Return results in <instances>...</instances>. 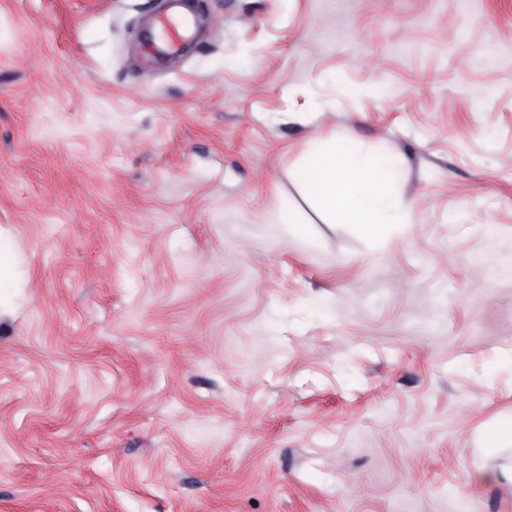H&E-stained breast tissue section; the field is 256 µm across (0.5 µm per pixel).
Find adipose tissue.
<instances>
[{
  "label": "adipose tissue",
  "mask_w": 512,
  "mask_h": 512,
  "mask_svg": "<svg viewBox=\"0 0 512 512\" xmlns=\"http://www.w3.org/2000/svg\"><path fill=\"white\" fill-rule=\"evenodd\" d=\"M406 177L392 154L355 151L333 133L313 142L294 168L299 191L321 223L345 225L369 239L406 223Z\"/></svg>",
  "instance_id": "obj_1"
}]
</instances>
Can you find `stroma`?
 I'll list each match as a JSON object with an SVG mask.
<instances>
[{
    "mask_svg": "<svg viewBox=\"0 0 512 512\" xmlns=\"http://www.w3.org/2000/svg\"><path fill=\"white\" fill-rule=\"evenodd\" d=\"M0 0V512H512V0ZM333 130L382 241L277 220ZM165 21L164 23L163 20H159V24L166 30L169 49L176 52L184 40V33L189 26V20L179 15H167Z\"/></svg>",
    "mask_w": 512,
    "mask_h": 512,
    "instance_id": "1",
    "label": "stroma"
}]
</instances>
